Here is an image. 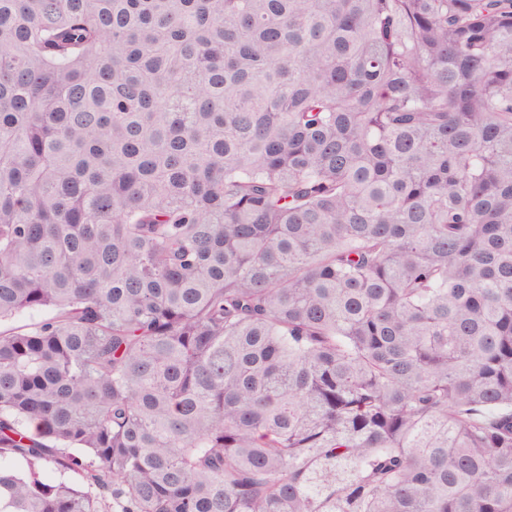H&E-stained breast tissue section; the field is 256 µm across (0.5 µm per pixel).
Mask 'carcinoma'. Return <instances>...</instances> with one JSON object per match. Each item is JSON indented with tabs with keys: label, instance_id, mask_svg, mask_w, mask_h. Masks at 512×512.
I'll list each match as a JSON object with an SVG mask.
<instances>
[{
	"label": "carcinoma",
	"instance_id": "obj_1",
	"mask_svg": "<svg viewBox=\"0 0 512 512\" xmlns=\"http://www.w3.org/2000/svg\"><path fill=\"white\" fill-rule=\"evenodd\" d=\"M41 310L0 512H512V0H0Z\"/></svg>",
	"mask_w": 512,
	"mask_h": 512
}]
</instances>
